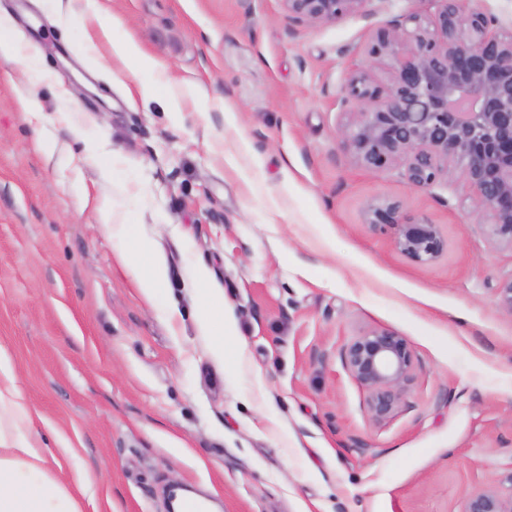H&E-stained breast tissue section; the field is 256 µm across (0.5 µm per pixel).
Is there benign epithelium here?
<instances>
[{"instance_id": "obj_1", "label": "benign epithelium", "mask_w": 512, "mask_h": 512, "mask_svg": "<svg viewBox=\"0 0 512 512\" xmlns=\"http://www.w3.org/2000/svg\"><path fill=\"white\" fill-rule=\"evenodd\" d=\"M297 23L334 22L370 0H282ZM434 14L411 12L375 29L365 63L350 72L339 97L341 143L369 172L394 165L406 181L429 188L442 176L461 178L476 209L491 218L489 234L512 247V27L498 25L484 0H439ZM389 62L383 83L375 71ZM365 223L397 228L395 247L417 263L445 250L437 225L402 222L399 204L374 199ZM353 379L369 392L367 411L384 421L413 381L412 352L388 330L354 337L341 351ZM465 512H512L496 491L472 495Z\"/></svg>"}]
</instances>
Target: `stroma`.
<instances>
[{"mask_svg": "<svg viewBox=\"0 0 512 512\" xmlns=\"http://www.w3.org/2000/svg\"><path fill=\"white\" fill-rule=\"evenodd\" d=\"M107 4L115 37L163 66L151 102L106 49L73 53L81 24L57 11L82 0H0L38 50L0 59V346L49 476L89 480L83 512H167L174 484L210 493L214 512H464L486 490L512 497V314L497 292L512 247L488 236L464 182L367 172L339 134L341 86L374 29L436 0L326 24L292 22L282 0ZM25 88L36 113L16 107ZM79 192L112 196L117 223L151 239L166 269L155 305ZM376 198L436 224L443 254L414 262L395 226L365 224ZM200 266L236 319L220 358L187 286ZM377 329L413 355L382 422L341 359Z\"/></svg>", "mask_w": 512, "mask_h": 512, "instance_id": "35a3bbf8", "label": "stroma"}]
</instances>
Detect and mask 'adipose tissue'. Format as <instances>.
<instances>
[{
  "label": "adipose tissue",
  "mask_w": 512,
  "mask_h": 512,
  "mask_svg": "<svg viewBox=\"0 0 512 512\" xmlns=\"http://www.w3.org/2000/svg\"><path fill=\"white\" fill-rule=\"evenodd\" d=\"M84 24L85 45L106 47L113 60L138 69H159V62L144 55L138 43L130 38H114L113 32L122 25L121 18L110 13L102 0H86ZM152 248L147 240L120 237L115 250L118 263L133 277L146 302H154L165 277L161 262L150 261ZM194 287L203 290L204 300L199 308V322L204 335L216 337V355H223L221 336L233 335L235 321L226 309L216 289L209 286L207 269H199ZM8 421L0 428V512H81L77 498L84 484L68 491L48 477L45 469V450L30 441L27 427L30 413L22 403L15 387V371L5 348L0 347V419Z\"/></svg>",
  "instance_id": "ef3b65f1"
}]
</instances>
